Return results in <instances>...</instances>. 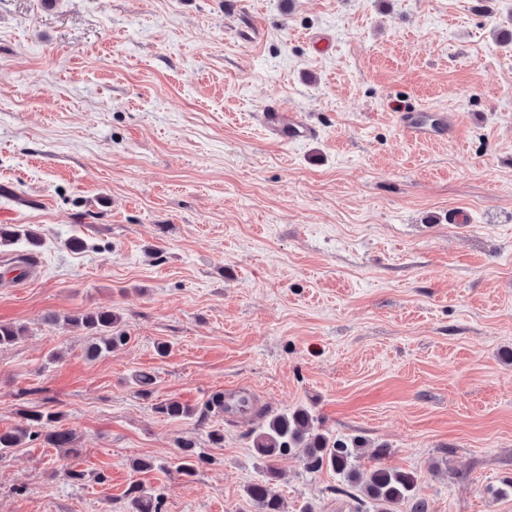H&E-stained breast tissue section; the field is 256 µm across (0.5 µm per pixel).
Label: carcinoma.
I'll use <instances>...</instances> for the list:
<instances>
[{"label": "carcinoma", "instance_id": "obj_1", "mask_svg": "<svg viewBox=\"0 0 512 512\" xmlns=\"http://www.w3.org/2000/svg\"><path fill=\"white\" fill-rule=\"evenodd\" d=\"M24 240L37 247L40 236L25 225L0 224V246ZM121 317L110 309L79 312L66 318V323L86 331L89 343L86 356L90 360L99 358L127 342V336L119 329ZM24 328L12 323L0 322V348L13 345L22 336ZM154 409L171 418L198 416L204 422L216 410L224 411V400L214 395L200 408L179 401H163ZM21 421L9 431L0 432V457L27 442L42 441L50 448L73 449L74 434L63 426L65 414L53 407L20 412ZM255 453L263 460L266 479L250 485L246 490L254 512H285L283 500L271 490V484L281 479L274 466L280 455L291 450L302 454L307 469L316 472L324 468L343 478L344 484L336 492L352 495L358 487L373 504L374 512H398L400 506L411 504V512H426L423 501L414 500L418 475L412 471L378 467L365 475L355 465L354 449L342 439H331L323 432L321 419L305 408L274 416L265 424L250 432ZM180 462L177 473L185 478L196 474L199 464L206 462L195 450V444L186 440L178 444ZM128 512H162V500L158 495L147 493L137 484L126 492Z\"/></svg>", "mask_w": 512, "mask_h": 512}]
</instances>
